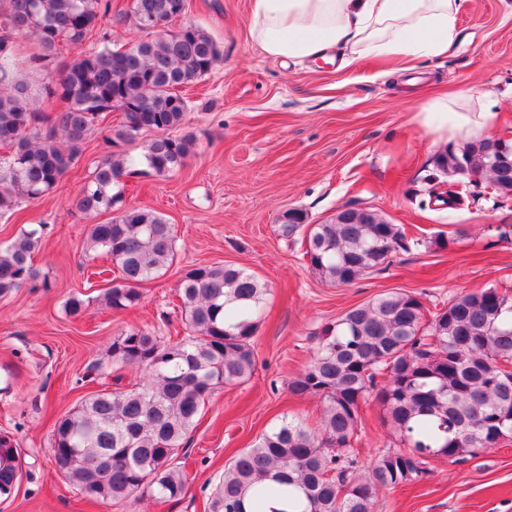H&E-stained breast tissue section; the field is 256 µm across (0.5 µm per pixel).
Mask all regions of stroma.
I'll return each instance as SVG.
<instances>
[{"label": "stroma", "instance_id": "1", "mask_svg": "<svg viewBox=\"0 0 512 512\" xmlns=\"http://www.w3.org/2000/svg\"><path fill=\"white\" fill-rule=\"evenodd\" d=\"M186 4V20L217 43L221 57L182 90L188 104L182 130L196 140L184 168L124 181V203L161 213L176 235L173 264L142 284L139 304L119 311L105 305L101 272L113 264L87 252L90 222L73 206L107 151L99 132L90 133L81 161L51 193L0 214V242L28 225L43 227L32 257L38 287L0 295V432L17 439L23 468L12 497L0 499V512H203L239 449L284 419L317 426L321 399L292 394L288 380L309 362L325 324L391 291L423 293L430 308L480 288L512 295V240H498L493 231L512 224V200L494 201L477 187L460 205H419L442 147L413 121L417 102L406 93L405 75L384 76V63L372 57L349 65L274 60L250 35L251 0ZM15 43L13 70L29 80L42 111L57 110L43 91L48 70L36 60L37 43L27 36ZM413 75L429 94L486 93L497 103L489 136L512 139V0H466L447 57L421 61ZM348 207L382 212L423 238V246L352 285L323 282L302 245L280 238L278 218L296 208L318 224ZM457 229L462 236L454 246L431 245L436 232ZM224 264L265 285L268 316L254 339L252 376L215 391L187 437L185 495L162 504L84 499L54 463L57 420L99 390L95 377L112 368L114 336L181 327V278L200 265ZM77 292L86 307L73 318L64 305ZM360 415L354 453L365 467L393 439L375 400L363 403ZM430 468L423 481L382 490L377 512H512V443L463 462L436 458Z\"/></svg>", "mask_w": 512, "mask_h": 512}]
</instances>
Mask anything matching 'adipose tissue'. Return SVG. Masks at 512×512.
<instances>
[{"label": "adipose tissue", "mask_w": 512, "mask_h": 512, "mask_svg": "<svg viewBox=\"0 0 512 512\" xmlns=\"http://www.w3.org/2000/svg\"><path fill=\"white\" fill-rule=\"evenodd\" d=\"M465 0H252V36L272 59H329L336 46L350 57L373 56L394 69L446 56ZM494 112L479 94L435 97L413 119L442 144L482 138Z\"/></svg>", "instance_id": "obj_1"}]
</instances>
